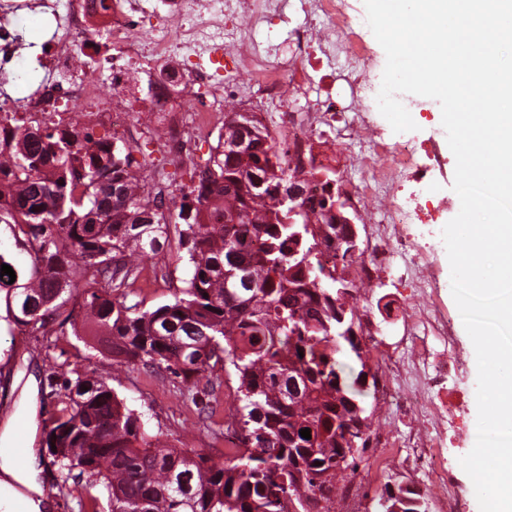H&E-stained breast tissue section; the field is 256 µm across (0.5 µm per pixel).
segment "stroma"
<instances>
[{"label":"stroma","instance_id":"35a3bbf8","mask_svg":"<svg viewBox=\"0 0 512 512\" xmlns=\"http://www.w3.org/2000/svg\"><path fill=\"white\" fill-rule=\"evenodd\" d=\"M19 27L28 29L30 45L17 58L15 76L5 77V88L13 98H25L33 85L25 76L39 69L36 47L52 32L48 18H35L27 11L17 18ZM404 106L412 111L417 125L416 139L442 138L441 109L436 100L404 94ZM398 245L393 246L390 268L378 270L372 283L358 291L355 310L365 333V384L367 408L373 409L372 428L387 431L394 438L410 432H425L426 410L402 407L401 399L425 398L427 383L435 361L448 362L447 392L443 399L452 421L441 440V455L453 478L452 486L437 484L431 472L405 467L395 459L386 470H379L380 450L369 446L358 469L345 473L348 481L366 482L360 512H374L386 486L408 485L419 490L427 503V512H441V498L455 492L466 505V512H480L471 492V479L459 460L473 448L477 436V363L468 336L451 294L450 264L442 249L427 247L417 225L396 227ZM71 300L49 318L44 332L9 328L0 321V435L12 432L15 447L41 448L43 422L56 401L50 386L53 373L82 366L95 375L113 379V387L126 406L135 410L144 427L162 432L179 448H201L217 456L224 451L223 439L205 429V415L200 407L183 401L179 383L163 371L142 368L116 369L112 358L101 351L92 337L74 335L67 319L78 311ZM447 326V339H440L438 326ZM425 342L433 354L431 362L415 360L418 342ZM387 379L398 395L397 400L380 399L374 380Z\"/></svg>","mask_w":512,"mask_h":512}]
</instances>
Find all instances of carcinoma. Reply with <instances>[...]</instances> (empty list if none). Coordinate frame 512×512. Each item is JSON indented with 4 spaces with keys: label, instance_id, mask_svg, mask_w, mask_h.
<instances>
[{
    "label": "carcinoma",
    "instance_id": "carcinoma-1",
    "mask_svg": "<svg viewBox=\"0 0 512 512\" xmlns=\"http://www.w3.org/2000/svg\"><path fill=\"white\" fill-rule=\"evenodd\" d=\"M230 122L244 124L246 145L233 151L237 131L224 132L180 204L188 278L153 309L128 280L171 249V212L132 149L88 128L0 123V227L15 247L0 246V265L16 275L12 284L0 278L6 321L38 331L75 298L72 330L90 327L117 365L170 373L194 404L199 375L221 370L235 382L226 406L215 389L207 393L208 430L241 429L237 446L216 459L146 430L106 380L75 367L58 375L45 444L59 492L71 479L81 487L79 512H309L315 492L363 461L365 372L339 360L366 367L349 304L359 286L339 291L318 259L320 245L341 246L350 271L357 259L341 241L356 231L336 223L328 194L306 195L289 216L280 192L292 174L270 133L245 112ZM233 270L248 284L229 281ZM221 408L224 420H213ZM349 434L356 456H347ZM378 512L427 509L418 490L399 485L382 494Z\"/></svg>",
    "mask_w": 512,
    "mask_h": 512
}]
</instances>
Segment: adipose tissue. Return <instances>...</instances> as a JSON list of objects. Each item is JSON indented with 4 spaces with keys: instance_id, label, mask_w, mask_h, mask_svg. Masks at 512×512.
<instances>
[{
    "instance_id": "obj_1",
    "label": "adipose tissue",
    "mask_w": 512,
    "mask_h": 512,
    "mask_svg": "<svg viewBox=\"0 0 512 512\" xmlns=\"http://www.w3.org/2000/svg\"><path fill=\"white\" fill-rule=\"evenodd\" d=\"M52 507L33 464H19L16 448L0 444V512H51Z\"/></svg>"
}]
</instances>
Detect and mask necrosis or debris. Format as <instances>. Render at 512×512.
Wrapping results in <instances>:
<instances>
[{
	"label": "necrosis or debris",
	"mask_w": 512,
	"mask_h": 512,
	"mask_svg": "<svg viewBox=\"0 0 512 512\" xmlns=\"http://www.w3.org/2000/svg\"><path fill=\"white\" fill-rule=\"evenodd\" d=\"M361 0H44L54 29L45 48L50 66L45 91L25 102L58 129H69L68 112L85 110L87 124L107 128L129 142L148 134L141 113L128 111L127 73L145 67L181 72L168 92L158 152L179 162L197 140L224 131L227 101L255 103L251 118L267 128L286 167L304 169L309 190L328 192L327 173L341 165L372 169L374 178L349 196L351 210L385 197L399 182L418 185L427 202L438 195L434 172L447 160L437 142L401 141L388 151L379 130L362 113L377 109L382 72ZM23 0H0V74L11 73L25 45L15 26ZM286 37H270L273 24ZM107 33L118 62L108 78L93 67L73 70L70 61L100 33ZM110 95H103L104 85ZM345 144L328 149L329 140ZM425 153L428 162L416 161Z\"/></svg>",
	"instance_id": "1"
}]
</instances>
